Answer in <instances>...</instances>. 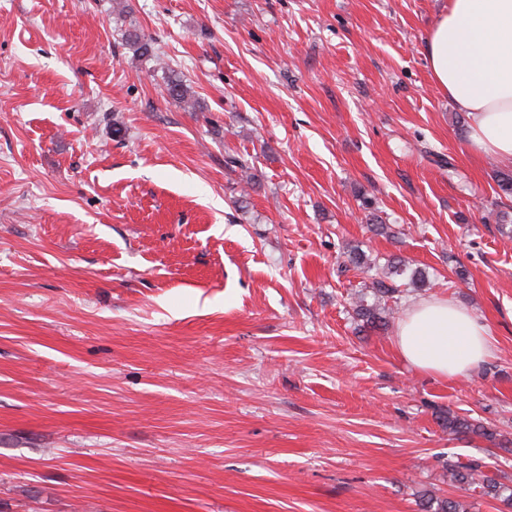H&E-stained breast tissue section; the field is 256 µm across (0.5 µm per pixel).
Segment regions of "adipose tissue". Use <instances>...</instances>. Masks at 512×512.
Segmentation results:
<instances>
[{"instance_id":"ef3b65f1","label":"adipose tissue","mask_w":512,"mask_h":512,"mask_svg":"<svg viewBox=\"0 0 512 512\" xmlns=\"http://www.w3.org/2000/svg\"><path fill=\"white\" fill-rule=\"evenodd\" d=\"M431 79L466 114L484 155L512 161V0H448L425 40ZM395 342L402 359L436 377H468L491 355L488 327L433 298L411 303Z\"/></svg>"}]
</instances>
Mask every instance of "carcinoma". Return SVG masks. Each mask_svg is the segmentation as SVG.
Segmentation results:
<instances>
[{
  "mask_svg": "<svg viewBox=\"0 0 512 512\" xmlns=\"http://www.w3.org/2000/svg\"><path fill=\"white\" fill-rule=\"evenodd\" d=\"M128 43L137 58L155 57L152 44L142 39L138 34L128 35ZM166 91L170 98L177 100L190 108H195L196 99L189 84L179 75L175 74L166 81ZM226 166L238 169L246 180H251L250 161L244 154L229 153L224 157ZM348 262L357 271L369 276L375 270L376 264L364 252L357 249L348 250ZM423 274L402 259L388 262L386 271L382 276L371 281L372 294L358 293L351 297L350 306L357 319L362 322V327L385 332L391 322L393 308L388 302L398 298L403 292V287L409 285L416 287L422 282ZM438 419L442 427L448 430V434L456 437L483 436L495 438V433L486 429L473 419L461 417L451 410L443 411ZM448 484L459 486L464 490L478 488L481 495L492 498H500L508 493L509 487L493 477L487 476L481 466L477 464H465L454 462L446 464ZM421 512H467L464 504L451 497H440L433 493H424L419 497Z\"/></svg>",
  "mask_w": 512,
  "mask_h": 512,
  "instance_id": "carcinoma-1",
  "label": "carcinoma"
}]
</instances>
